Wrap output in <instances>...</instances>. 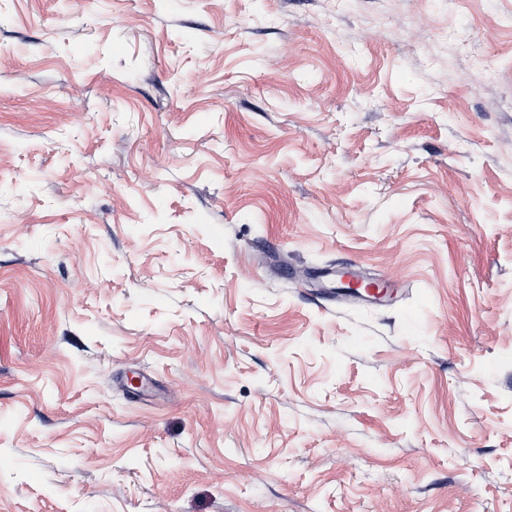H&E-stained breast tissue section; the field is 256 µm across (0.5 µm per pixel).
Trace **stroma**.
I'll list each match as a JSON object with an SVG mask.
<instances>
[{"instance_id": "obj_1", "label": "stroma", "mask_w": 512, "mask_h": 512, "mask_svg": "<svg viewBox=\"0 0 512 512\" xmlns=\"http://www.w3.org/2000/svg\"><path fill=\"white\" fill-rule=\"evenodd\" d=\"M510 16L0 0V512H512Z\"/></svg>"}]
</instances>
